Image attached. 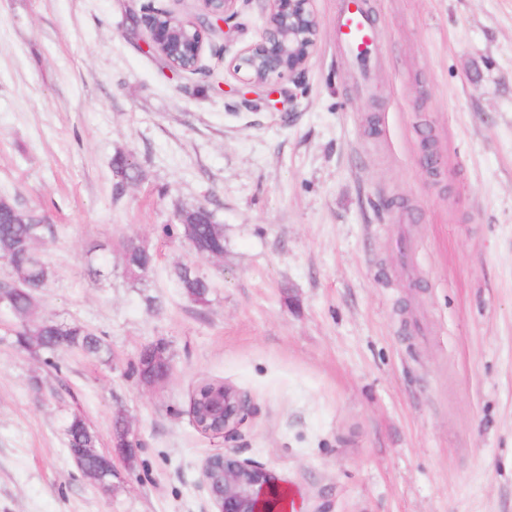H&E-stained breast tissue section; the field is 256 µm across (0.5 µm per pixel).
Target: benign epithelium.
I'll list each match as a JSON object with an SVG mask.
<instances>
[{
    "instance_id": "obj_1",
    "label": "benign epithelium",
    "mask_w": 512,
    "mask_h": 512,
    "mask_svg": "<svg viewBox=\"0 0 512 512\" xmlns=\"http://www.w3.org/2000/svg\"><path fill=\"white\" fill-rule=\"evenodd\" d=\"M204 25H195L199 41L189 46L175 40L170 27L146 14L139 20L147 31L149 48L169 41L177 42L174 50L195 55L194 71H199L204 33L212 29L210 19L224 22L232 19L237 0H201ZM312 0H267L269 18L261 40L240 50L233 69L245 72L244 84L263 87L273 79L296 77L314 53L320 23L312 9ZM246 406L242 394L232 385L224 384V396H214L209 405L212 415L207 422L209 434H222L242 419ZM79 471L102 488L112 483V461L96 448H81L71 456ZM201 483L215 512H281L279 500L283 483L269 469L245 461L226 452L208 456L201 470Z\"/></svg>"
}]
</instances>
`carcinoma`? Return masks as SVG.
Segmentation results:
<instances>
[{
    "mask_svg": "<svg viewBox=\"0 0 512 512\" xmlns=\"http://www.w3.org/2000/svg\"><path fill=\"white\" fill-rule=\"evenodd\" d=\"M158 56L173 71L185 72L191 68L189 60L169 52L160 51ZM47 230L41 215L21 210L10 201H0V264L13 279L20 281V287L10 292L7 302L8 310L23 323L18 342L26 347L34 345L48 353L66 346L98 354L103 350L101 340L78 323L29 320L33 304L52 278L51 269L36 249L37 241ZM163 232L168 237L178 235L201 258L224 254L223 225L214 223L212 213L207 209L197 207L178 211L177 223L165 225ZM154 262V254L145 247L126 257V273L135 282L143 281ZM173 277L187 298L197 303L206 301L210 284L204 276L181 265L175 267ZM65 435L69 449L97 446L96 436L78 417L69 422Z\"/></svg>",
    "mask_w": 512,
    "mask_h": 512,
    "instance_id": "cac0c4a2",
    "label": "carcinoma"
}]
</instances>
